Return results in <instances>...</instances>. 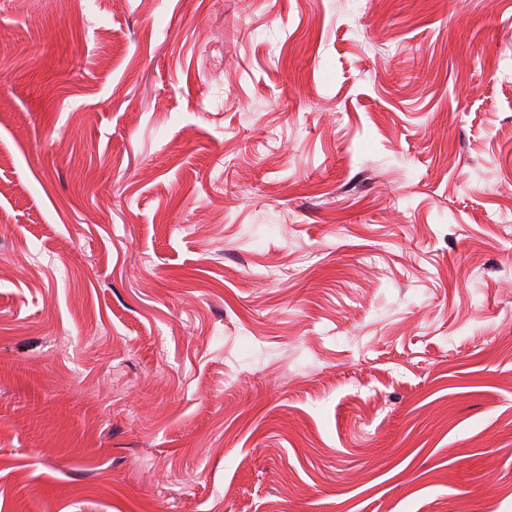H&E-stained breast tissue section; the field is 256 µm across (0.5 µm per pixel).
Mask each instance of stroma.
<instances>
[{"mask_svg": "<svg viewBox=\"0 0 512 512\" xmlns=\"http://www.w3.org/2000/svg\"><path fill=\"white\" fill-rule=\"evenodd\" d=\"M0 184V512H512V0H0Z\"/></svg>", "mask_w": 512, "mask_h": 512, "instance_id": "1", "label": "stroma"}]
</instances>
